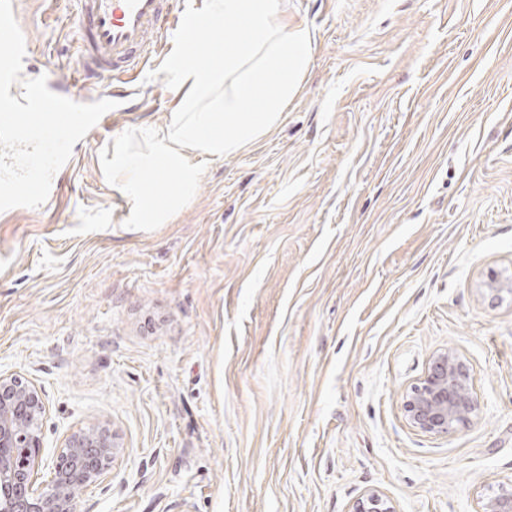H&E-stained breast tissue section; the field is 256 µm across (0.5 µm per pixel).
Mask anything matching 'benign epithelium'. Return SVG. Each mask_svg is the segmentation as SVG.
I'll use <instances>...</instances> for the list:
<instances>
[{
    "label": "benign epithelium",
    "instance_id": "7a95c632",
    "mask_svg": "<svg viewBox=\"0 0 512 512\" xmlns=\"http://www.w3.org/2000/svg\"><path fill=\"white\" fill-rule=\"evenodd\" d=\"M414 427L448 436L472 420L478 397L471 372L457 353L448 349L431 359L425 375L404 402ZM46 405L37 386L17 374H0V512H75L83 492L107 477L117 454L112 431L90 425L70 434L51 470L55 486L36 484ZM353 512H393L382 495L372 490ZM481 512H512V492L486 501Z\"/></svg>",
    "mask_w": 512,
    "mask_h": 512
}]
</instances>
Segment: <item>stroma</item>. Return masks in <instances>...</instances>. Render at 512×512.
Here are the masks:
<instances>
[{
	"instance_id": "stroma-1",
	"label": "stroma",
	"mask_w": 512,
	"mask_h": 512,
	"mask_svg": "<svg viewBox=\"0 0 512 512\" xmlns=\"http://www.w3.org/2000/svg\"><path fill=\"white\" fill-rule=\"evenodd\" d=\"M314 35L280 124L169 223H125L106 161L164 128L181 44L73 147L60 193L0 212V373L42 392L39 484L97 422L118 453L76 512H479L512 490V0H283ZM22 78L73 63L67 0H19ZM454 348L477 421L404 401Z\"/></svg>"
}]
</instances>
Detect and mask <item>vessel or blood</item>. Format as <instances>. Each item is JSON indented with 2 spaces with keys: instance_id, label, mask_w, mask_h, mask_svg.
Returning <instances> with one entry per match:
<instances>
[{
  "instance_id": "b4317fda",
  "label": "vessel or blood",
  "mask_w": 512,
  "mask_h": 512,
  "mask_svg": "<svg viewBox=\"0 0 512 512\" xmlns=\"http://www.w3.org/2000/svg\"><path fill=\"white\" fill-rule=\"evenodd\" d=\"M78 83L141 74L160 43L190 37L215 42L217 31L195 24L185 0H70Z\"/></svg>"
}]
</instances>
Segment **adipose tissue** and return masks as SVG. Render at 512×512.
<instances>
[{"label":"adipose tissue","instance_id":"adipose-tissue-1","mask_svg":"<svg viewBox=\"0 0 512 512\" xmlns=\"http://www.w3.org/2000/svg\"><path fill=\"white\" fill-rule=\"evenodd\" d=\"M282 0H209L202 16L224 44H188L169 71L182 91L149 149L113 155L112 176L134 206L133 224H165L192 195L199 170L190 154L222 158L269 133L297 95L311 63L307 25L282 20ZM159 171L162 188L143 176Z\"/></svg>","mask_w":512,"mask_h":512}]
</instances>
